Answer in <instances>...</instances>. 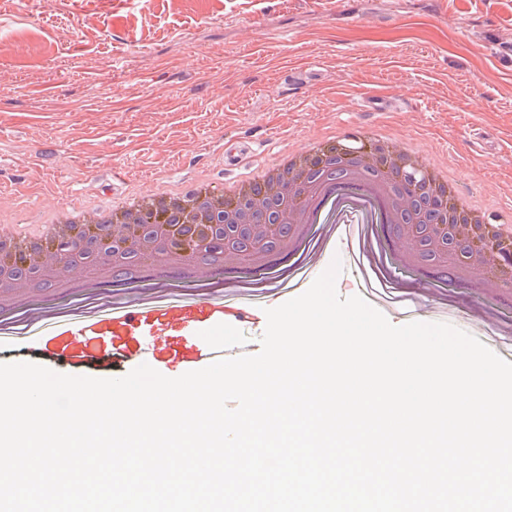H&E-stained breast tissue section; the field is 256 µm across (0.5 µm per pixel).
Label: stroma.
Here are the masks:
<instances>
[{"mask_svg": "<svg viewBox=\"0 0 512 512\" xmlns=\"http://www.w3.org/2000/svg\"><path fill=\"white\" fill-rule=\"evenodd\" d=\"M383 98L387 109L362 102ZM420 142L459 196L512 201V0H0V213L221 185L334 129ZM385 225H317L302 253L205 286L79 288L0 314V363L168 377L261 349L265 309L341 257V297L393 324L444 322L512 362V298L409 270ZM295 273L287 281L285 273Z\"/></svg>", "mask_w": 512, "mask_h": 512, "instance_id": "obj_1", "label": "stroma"}]
</instances>
